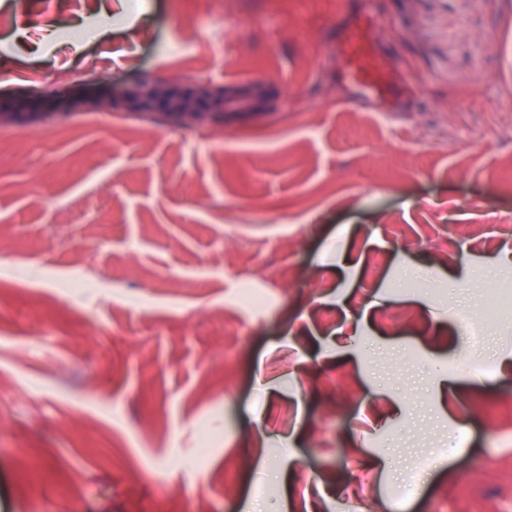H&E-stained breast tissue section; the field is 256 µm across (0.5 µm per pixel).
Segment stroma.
<instances>
[{"label":"stroma","instance_id":"obj_1","mask_svg":"<svg viewBox=\"0 0 512 512\" xmlns=\"http://www.w3.org/2000/svg\"><path fill=\"white\" fill-rule=\"evenodd\" d=\"M353 3L409 111L343 103L325 44ZM1 16L2 105L147 77L257 81L275 108L0 129V512H470L473 478L502 495L484 466L512 459V313L486 327L488 374L460 352L484 283L512 278V0Z\"/></svg>","mask_w":512,"mask_h":512}]
</instances>
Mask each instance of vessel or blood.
Wrapping results in <instances>:
<instances>
[{
    "instance_id": "1",
    "label": "vessel or blood",
    "mask_w": 512,
    "mask_h": 512,
    "mask_svg": "<svg viewBox=\"0 0 512 512\" xmlns=\"http://www.w3.org/2000/svg\"><path fill=\"white\" fill-rule=\"evenodd\" d=\"M374 27V17L359 12L337 30L332 43L337 77L348 91L349 103L355 106L382 112L407 111V83L390 56L379 48Z\"/></svg>"
}]
</instances>
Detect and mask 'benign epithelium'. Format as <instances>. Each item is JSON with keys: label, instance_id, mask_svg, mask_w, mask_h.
I'll list each match as a JSON object with an SVG mask.
<instances>
[{"label": "benign epithelium", "instance_id": "obj_1", "mask_svg": "<svg viewBox=\"0 0 512 512\" xmlns=\"http://www.w3.org/2000/svg\"><path fill=\"white\" fill-rule=\"evenodd\" d=\"M112 110L149 117L162 113L175 122L206 123L214 118L226 122L246 113L267 112L271 102L261 82L232 83L220 88L200 84L159 87L145 78L135 85L112 91Z\"/></svg>", "mask_w": 512, "mask_h": 512}]
</instances>
